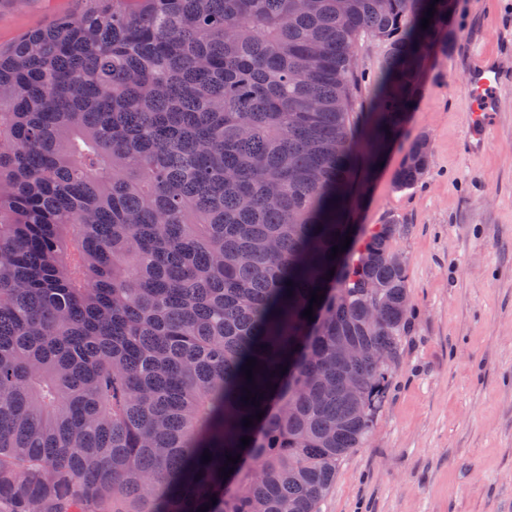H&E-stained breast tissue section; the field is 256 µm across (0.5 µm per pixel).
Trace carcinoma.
<instances>
[{"label": "carcinoma", "instance_id": "cac0c4a2", "mask_svg": "<svg viewBox=\"0 0 512 512\" xmlns=\"http://www.w3.org/2000/svg\"><path fill=\"white\" fill-rule=\"evenodd\" d=\"M84 2L0 47V512H320L408 313L397 225L332 248L453 0ZM386 50L381 41L362 42L356 50L357 70L370 78L378 75L386 57Z\"/></svg>", "mask_w": 512, "mask_h": 512}]
</instances>
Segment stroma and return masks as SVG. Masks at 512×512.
<instances>
[{
    "label": "stroma",
    "instance_id": "stroma-1",
    "mask_svg": "<svg viewBox=\"0 0 512 512\" xmlns=\"http://www.w3.org/2000/svg\"><path fill=\"white\" fill-rule=\"evenodd\" d=\"M80 7L0 0V46ZM448 22L454 48L426 61L401 136L355 179L351 223L399 226L409 312L368 440L320 512H512V0H454ZM475 45L508 75L478 152L465 82ZM420 135L430 172L397 188Z\"/></svg>",
    "mask_w": 512,
    "mask_h": 512
}]
</instances>
